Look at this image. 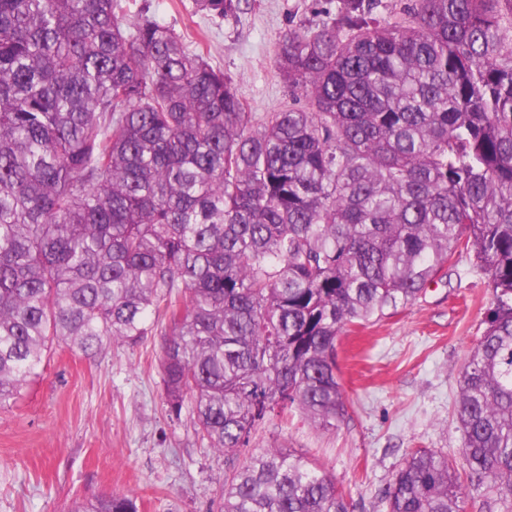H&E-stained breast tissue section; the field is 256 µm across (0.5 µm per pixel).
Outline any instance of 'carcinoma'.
<instances>
[{"instance_id":"carcinoma-1","label":"carcinoma","mask_w":512,"mask_h":512,"mask_svg":"<svg viewBox=\"0 0 512 512\" xmlns=\"http://www.w3.org/2000/svg\"><path fill=\"white\" fill-rule=\"evenodd\" d=\"M336 3L279 38L292 103L258 117L134 0H0V407L53 343L93 358L162 323L167 412L224 454L221 512H351L303 458L239 454L276 413L343 422L342 330L471 254L493 308L458 381L462 461L409 452L382 502L512 512V0Z\"/></svg>"}]
</instances>
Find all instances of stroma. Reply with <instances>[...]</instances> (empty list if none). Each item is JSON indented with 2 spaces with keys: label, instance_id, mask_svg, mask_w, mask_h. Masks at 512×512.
<instances>
[{
  "label": "stroma",
  "instance_id": "obj_1",
  "mask_svg": "<svg viewBox=\"0 0 512 512\" xmlns=\"http://www.w3.org/2000/svg\"><path fill=\"white\" fill-rule=\"evenodd\" d=\"M137 3L177 31L203 34L209 63L259 114L290 100L275 65L279 37L336 9L334 0H249L211 20L194 0ZM470 267L459 257L413 305L340 335L346 421L320 429L294 411L259 428L252 452L283 448L316 464L350 491L353 512H384L382 493L409 451L460 456L457 381L492 303ZM160 343L155 330L93 359L48 349L19 399L0 408V512H65L112 493L136 498L139 512H218L224 457L204 448L189 416L169 418Z\"/></svg>",
  "mask_w": 512,
  "mask_h": 512
}]
</instances>
